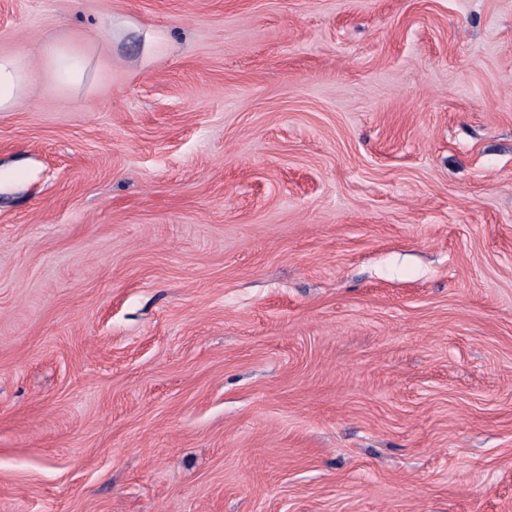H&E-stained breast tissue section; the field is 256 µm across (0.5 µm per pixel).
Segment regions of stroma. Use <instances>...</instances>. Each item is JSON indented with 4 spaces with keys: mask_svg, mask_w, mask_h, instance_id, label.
<instances>
[{
    "mask_svg": "<svg viewBox=\"0 0 512 512\" xmlns=\"http://www.w3.org/2000/svg\"><path fill=\"white\" fill-rule=\"evenodd\" d=\"M17 51L0 512H512V0H0ZM48 75L55 80L68 84H79L84 76L85 65L75 59L62 45L54 44L47 47L45 52Z\"/></svg>",
    "mask_w": 512,
    "mask_h": 512,
    "instance_id": "1",
    "label": "stroma"
}]
</instances>
